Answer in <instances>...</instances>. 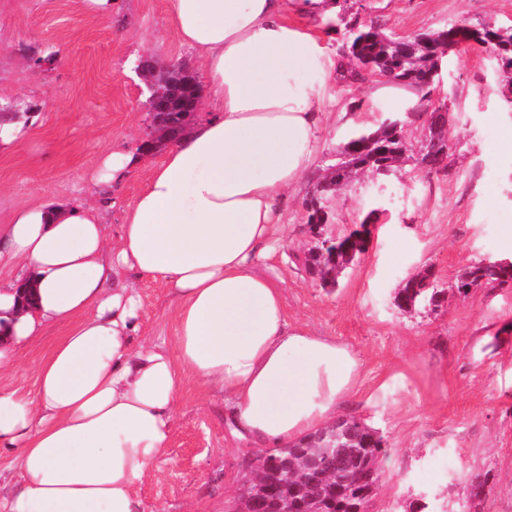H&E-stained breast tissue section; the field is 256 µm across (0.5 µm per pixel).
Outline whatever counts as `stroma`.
Instances as JSON below:
<instances>
[{"label": "stroma", "mask_w": 512, "mask_h": 512, "mask_svg": "<svg viewBox=\"0 0 512 512\" xmlns=\"http://www.w3.org/2000/svg\"><path fill=\"white\" fill-rule=\"evenodd\" d=\"M362 18L404 36L451 20L512 25V0H367ZM142 58L200 69L169 22L167 0H114L108 21L87 15L83 0H0V104L22 99L34 107L26 141L0 154V226L37 199L83 194L107 152L147 138L145 86L135 69ZM493 68L488 52L467 46L448 58V164L429 170L409 160L389 177L361 174L337 192V228L373 209L382 214L337 287H322L294 262L311 242L303 202L346 138L391 112L378 82L333 80L327 134L277 220L274 273L289 324L346 344L361 364L348 411L387 449L370 512H413L422 500L429 512H463L471 480L485 472L495 485L472 512H512V287L464 296L453 288L469 264L512 258V150L505 145L512 112L498 105ZM146 178L139 167L113 185L108 239H116ZM426 269L446 291L442 306L397 308L400 282ZM134 285L141 335L173 347L167 284L138 277ZM68 330L47 327L18 372L0 375V387L34 394L37 366ZM251 452L232 437L223 397L183 372L168 445L135 493L146 512H226L240 493L239 463Z\"/></svg>", "instance_id": "stroma-1"}]
</instances>
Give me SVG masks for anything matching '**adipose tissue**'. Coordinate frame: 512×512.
<instances>
[{
    "label": "adipose tissue",
    "mask_w": 512,
    "mask_h": 512,
    "mask_svg": "<svg viewBox=\"0 0 512 512\" xmlns=\"http://www.w3.org/2000/svg\"><path fill=\"white\" fill-rule=\"evenodd\" d=\"M322 0H168L194 50L211 114L166 148L116 241L102 213L143 157L104 158L83 196L36 202L0 228V373L48 326L78 325L36 370V397L0 390V457L15 461L0 512H145L134 487L164 452L181 370L224 396L232 433L285 448L326 427L352 394L353 353L292 328L273 262V218L314 161L336 72L290 15ZM166 282L173 348L135 343L142 305L128 274Z\"/></svg>",
    "instance_id": "adipose-tissue-1"
}]
</instances>
